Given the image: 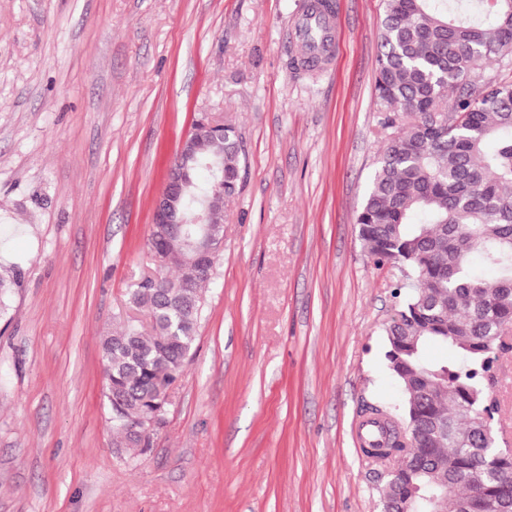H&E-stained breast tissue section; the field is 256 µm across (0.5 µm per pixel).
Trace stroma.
Returning <instances> with one entry per match:
<instances>
[{
    "mask_svg": "<svg viewBox=\"0 0 512 512\" xmlns=\"http://www.w3.org/2000/svg\"><path fill=\"white\" fill-rule=\"evenodd\" d=\"M307 0H0V512H382L353 441L397 412L384 326L405 280L356 217L386 132L384 0L291 70ZM245 156L166 425L112 446L101 340L153 272V207L192 117Z\"/></svg>",
    "mask_w": 512,
    "mask_h": 512,
    "instance_id": "35a3bbf8",
    "label": "stroma"
}]
</instances>
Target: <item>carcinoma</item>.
Listing matches in <instances>:
<instances>
[{
	"label": "carcinoma",
	"instance_id": "carcinoma-1",
	"mask_svg": "<svg viewBox=\"0 0 512 512\" xmlns=\"http://www.w3.org/2000/svg\"><path fill=\"white\" fill-rule=\"evenodd\" d=\"M512 64V0H386L375 61L374 98L392 133L377 156L357 216L364 249L378 267L411 276L386 327L387 367L402 391V430L381 427L399 475L385 476L382 508L402 512H512V448L480 429L499 412L496 366L512 350V78L487 76L478 62ZM191 170L187 216L207 212L224 234L225 195L240 180L234 129L204 144ZM224 152V172L206 155ZM208 173L201 185L198 173ZM202 225L173 234L153 228L146 246L156 276L136 282L130 307L146 311L102 338L108 423L115 448L158 417L166 388L195 344L203 290L216 256L190 267L184 242ZM481 257L483 268L473 265ZM177 270L176 276L167 273ZM430 344L457 352L452 363L427 358Z\"/></svg>",
	"mask_w": 512,
	"mask_h": 512
}]
</instances>
